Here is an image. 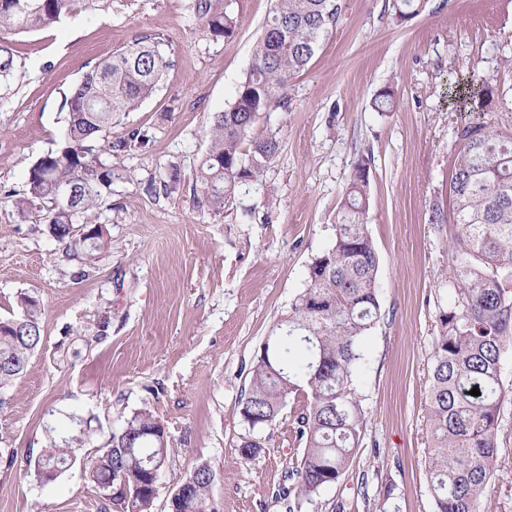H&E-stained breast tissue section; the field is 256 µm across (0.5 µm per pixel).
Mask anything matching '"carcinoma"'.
<instances>
[{
	"mask_svg": "<svg viewBox=\"0 0 512 512\" xmlns=\"http://www.w3.org/2000/svg\"><path fill=\"white\" fill-rule=\"evenodd\" d=\"M101 0H0V78L13 75L14 55L2 43L5 33L43 29L98 7ZM424 0H393L400 21L420 13ZM197 16L210 31L230 37L237 20L217 9L216 0H194ZM339 0H275L254 49L253 62L234 102L216 115L209 148L196 181L215 209L224 208L236 189L259 180L276 156L273 134L257 135L266 112L285 100L291 78L303 70L321 38L336 25ZM162 72L159 42L136 39L86 73L66 100L67 128L60 146L37 158L28 171L27 192L12 200L23 215L49 225L50 234L73 249L71 224L80 221L90 245L78 257L95 263L105 247L102 226L90 221L103 195L112 194V158L144 136L137 130L112 142V121L135 110L155 90ZM463 112H483L495 99L486 79L459 78L452 86ZM377 112L397 108L385 88L373 102ZM472 124L457 129L458 150L448 185L460 242L452 255L457 273L454 307L440 315L428 390L427 426L432 446L426 456L434 512H480L497 460L498 429L504 392L501 358L512 345V133L484 129L469 138ZM71 185L75 202L60 204ZM369 181L351 176L340 205L333 245L312 260L306 288L260 347L251 367L240 415L253 432L275 422L291 397L302 394L292 429L302 452L288 471L291 488L311 501L345 472L358 447L364 412L353 392L361 360L360 341L380 317L378 253L367 227ZM23 314L0 319V388L26 369L42 336L39 302L23 295ZM478 387L480 395L470 391ZM168 431L149 408L133 412L112 434L111 446L83 461L87 480L107 492L119 512H153L157 484L168 452L157 436ZM84 430L61 446L44 449L34 466L41 482L81 459ZM215 474L199 465L177 484L168 512H216L211 500Z\"/></svg>",
	"mask_w": 512,
	"mask_h": 512,
	"instance_id": "obj_1",
	"label": "carcinoma"
}]
</instances>
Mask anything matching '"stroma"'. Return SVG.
I'll use <instances>...</instances> for the list:
<instances>
[{
	"instance_id": "35a3bbf8",
	"label": "stroma",
	"mask_w": 512,
	"mask_h": 512,
	"mask_svg": "<svg viewBox=\"0 0 512 512\" xmlns=\"http://www.w3.org/2000/svg\"><path fill=\"white\" fill-rule=\"evenodd\" d=\"M193 3L102 0L6 37L16 73L0 82V318L21 315V295L36 297L42 342L23 374L0 388V512H115L82 466L43 483L33 464L49 439L80 426L84 455L101 453L146 407L168 428L154 512H168L173 483L202 463L216 474L217 512H287L278 492L300 451L289 416L262 431L263 448L246 459L241 404L257 351L306 287L312 260L333 243L360 163L381 312L354 376L363 437L346 472L300 512H434L426 404L439 318L456 299L458 229L432 223L431 210L450 204L458 127L512 132V0H425L403 22L392 0H343L284 104L257 127L280 140L279 155L221 210L206 202L195 171L273 2L220 0L238 20L230 37L213 35ZM141 37L159 41L162 77L107 132L116 141L137 129L145 141L112 161L119 177L93 217L107 246L86 266L11 199L26 192L36 159L62 142L74 86ZM461 74L491 81L493 109L451 104ZM387 87L396 111H374L372 99ZM501 379L498 458L482 512H512V346Z\"/></svg>"
}]
</instances>
